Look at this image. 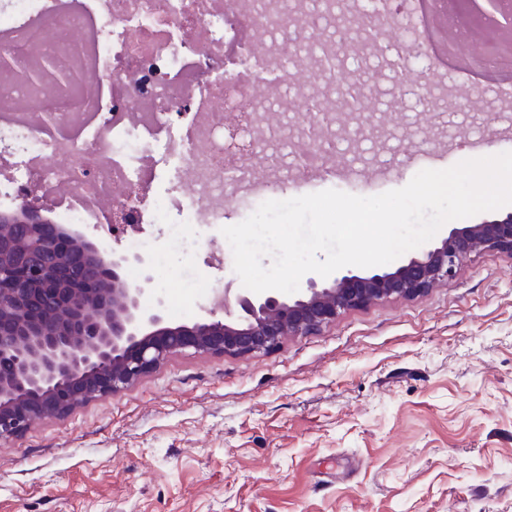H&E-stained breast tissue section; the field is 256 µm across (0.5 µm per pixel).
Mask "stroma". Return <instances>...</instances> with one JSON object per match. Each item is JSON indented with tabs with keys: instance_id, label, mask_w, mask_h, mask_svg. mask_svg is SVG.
<instances>
[{
	"instance_id": "obj_1",
	"label": "stroma",
	"mask_w": 512,
	"mask_h": 512,
	"mask_svg": "<svg viewBox=\"0 0 512 512\" xmlns=\"http://www.w3.org/2000/svg\"><path fill=\"white\" fill-rule=\"evenodd\" d=\"M455 74L438 109L378 113V139H331L342 173L293 163L287 178L251 160L270 198L325 189L360 196L422 169L512 151V99L486 97L492 125ZM221 225L198 224L168 265V229L144 225L145 264L166 316H202L233 253L208 263ZM0 512H512V257L472 259L414 299L340 315L252 356L188 350L121 393L0 444Z\"/></svg>"
}]
</instances>
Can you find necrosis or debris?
Listing matches in <instances>:
<instances>
[{
  "label": "necrosis or debris",
  "instance_id": "obj_1",
  "mask_svg": "<svg viewBox=\"0 0 512 512\" xmlns=\"http://www.w3.org/2000/svg\"><path fill=\"white\" fill-rule=\"evenodd\" d=\"M0 8V49L15 66L0 71V135L13 140L0 184L11 199L31 187L58 200L64 224H99L108 199L149 187L164 155L179 151L183 181L178 192L137 199V221L172 227L169 245L189 243L190 226L224 221V176L232 174L241 205L265 196L237 154L224 149V112L236 106L254 115L272 112L275 92H257L255 78L283 64L287 40L265 44L252 72L225 83L230 53L268 36V16L287 32L286 0H9ZM52 56L73 70L93 58L96 98L81 85L60 90L27 82L38 60ZM50 114L37 125L9 111L12 103ZM188 123L189 139L173 146L172 126Z\"/></svg>",
  "mask_w": 512,
  "mask_h": 512
}]
</instances>
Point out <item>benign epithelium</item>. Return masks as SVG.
Here are the masks:
<instances>
[{
  "mask_svg": "<svg viewBox=\"0 0 512 512\" xmlns=\"http://www.w3.org/2000/svg\"><path fill=\"white\" fill-rule=\"evenodd\" d=\"M469 15L485 27L512 20V0H464ZM339 30L352 29L367 44L397 43L405 37L404 13L379 12L363 17L343 4L325 16ZM336 89L369 86L344 65ZM36 81L51 80L70 88L74 77L50 58L31 72ZM328 71L299 67L289 86L311 96ZM394 101L421 98L428 83L422 67L405 66L395 79ZM347 138L374 134V114L361 112ZM37 193L0 212V442L21 438L31 421L63 418L103 397L117 394L186 350L215 356L268 353L295 336H305L336 322L345 311L389 299H412L446 282L471 259L486 253L512 256V212L453 228L440 243L421 251L392 271L356 274L348 271L330 282L314 279L288 296L269 292L245 294L224 284L223 292L192 323H174L165 301L151 289L133 286L121 275L139 254L110 253L88 240L75 225L46 218L49 207ZM128 226V203L106 209L107 231ZM151 306H146L148 296Z\"/></svg>",
  "mask_w": 512,
  "mask_h": 512,
  "instance_id": "7a95c632",
  "label": "benign epithelium"
}]
</instances>
